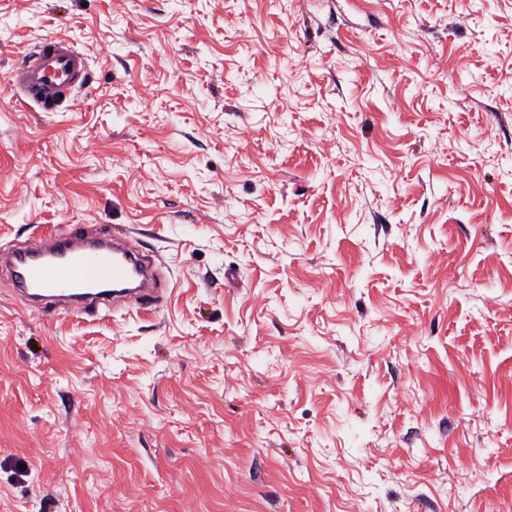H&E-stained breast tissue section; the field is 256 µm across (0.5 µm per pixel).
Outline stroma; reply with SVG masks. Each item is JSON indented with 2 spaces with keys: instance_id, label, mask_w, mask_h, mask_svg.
Returning <instances> with one entry per match:
<instances>
[{
  "instance_id": "35a3bbf8",
  "label": "stroma",
  "mask_w": 512,
  "mask_h": 512,
  "mask_svg": "<svg viewBox=\"0 0 512 512\" xmlns=\"http://www.w3.org/2000/svg\"><path fill=\"white\" fill-rule=\"evenodd\" d=\"M73 224L163 298L0 280V512H512V0H0V250ZM12 84L43 112H58L73 92L89 85L87 57L63 36L18 58Z\"/></svg>"
}]
</instances>
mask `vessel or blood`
Segmentation results:
<instances>
[{
  "instance_id": "1",
  "label": "vessel or blood",
  "mask_w": 512,
  "mask_h": 512,
  "mask_svg": "<svg viewBox=\"0 0 512 512\" xmlns=\"http://www.w3.org/2000/svg\"><path fill=\"white\" fill-rule=\"evenodd\" d=\"M12 83L42 111H59L73 92L87 88L89 64L65 37L21 54ZM0 273L39 309L89 315L116 299V287L139 277L141 300H156L152 263L131 236L91 235L71 225L61 235L42 237L37 246L0 254Z\"/></svg>"
}]
</instances>
